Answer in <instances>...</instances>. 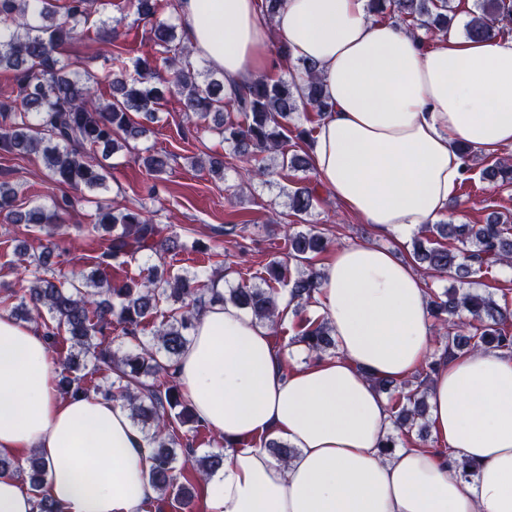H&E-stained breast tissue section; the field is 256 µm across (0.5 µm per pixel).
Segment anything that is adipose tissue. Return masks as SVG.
<instances>
[{
    "label": "adipose tissue",
    "mask_w": 512,
    "mask_h": 512,
    "mask_svg": "<svg viewBox=\"0 0 512 512\" xmlns=\"http://www.w3.org/2000/svg\"><path fill=\"white\" fill-rule=\"evenodd\" d=\"M176 20L228 97L269 73L272 38L315 63L328 107L312 172L378 230L411 233L447 214L460 146H512L511 35L428 42L367 0H284L271 18L258 0H180ZM313 308L340 355L292 370L247 310L227 301L198 314L174 376L224 438L209 512H512V354L477 348L441 363L427 403L446 452L408 441L387 452L398 430L371 380H405L431 351L421 276L393 250L341 246ZM50 358L40 329L0 317V457L35 450L61 512H144L156 496L144 434L121 402L61 397ZM270 441L293 455L276 460Z\"/></svg>",
    "instance_id": "adipose-tissue-1"
}]
</instances>
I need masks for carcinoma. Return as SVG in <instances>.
Returning a JSON list of instances; mask_svg holds the SVG:
<instances>
[{
    "label": "carcinoma",
    "instance_id": "obj_1",
    "mask_svg": "<svg viewBox=\"0 0 512 512\" xmlns=\"http://www.w3.org/2000/svg\"><path fill=\"white\" fill-rule=\"evenodd\" d=\"M94 3L69 0L66 19L60 22L52 0H0V69L14 71L17 82L16 97L0 100V151L37 154L55 182L102 189L107 169L97 159V148L107 157L140 139L146 129L134 115L154 121L162 88L171 86L181 96L182 111L198 120H212L230 147L225 159L210 160V172L216 176H223L233 160L242 163L236 167L241 175H263L270 167L252 165L263 153L279 159L284 169L310 167L308 152L290 155L284 145L293 131L297 138L310 140V130L288 127L299 105L319 116L327 108L314 63L300 60L291 80L262 78L240 95L227 98L224 74L196 69L191 48L177 42L176 25L155 20L158 0H131L136 20L150 25L155 55L138 58L131 74L123 51L113 52L107 58L113 72L112 100L105 102L91 85L92 75L68 73L61 59L63 45L89 22ZM368 8L377 15L393 14L427 37L447 32L454 20L450 0H369ZM511 24L512 6L506 0H478L464 33L469 38H484L498 26ZM159 59L163 70L158 67ZM141 161L157 174L167 167L166 157L158 153L148 151ZM483 177L512 182V158L498 159L483 171ZM17 196L16 187L0 179V212L12 207ZM288 200L289 209L298 217L309 215L318 203L315 190L307 184L289 192ZM76 203V198L62 194L49 207L37 205L13 213V223L31 225L45 236V243L37 255L25 248L16 250L30 279L22 293H8L17 300L11 315L22 321L42 319L44 336L52 347L61 338L71 343L73 352L55 361L58 388L76 397L92 387L102 397L122 402L148 442L150 482L161 499L170 497L179 508L187 509L194 491L193 486L178 481L179 458L194 462L201 480L224 464V453L198 456L183 443L182 428L189 422L198 425L200 420L181 395L171 370L189 341L194 320L207 302L220 297L278 329L277 288L287 290L297 311L311 304L321 279L313 259L327 249L329 238L313 228L286 235L287 258L271 261L261 283H239L224 289L222 295L195 270L172 272L157 264L147 266V274L139 280L110 282L100 274L81 272L66 283L56 282L47 277L46 258L56 253V230ZM76 229L104 232L99 265L114 269L185 248L177 236L154 222L143 204L122 211L101 206L95 223L78 224ZM422 231L444 239L454 237L464 246L455 252L431 236L417 242L415 260L432 271L452 272L464 280L496 266H512V225L501 222L498 215L489 216L484 224H427ZM168 300L177 306L155 322L160 303ZM430 306L446 329L439 337L443 353L478 347L512 353V309L491 295L448 290L431 296ZM117 327L132 342L125 351L112 348V330ZM296 328L297 342L318 358L339 354L326 321L301 320ZM374 384L383 393L402 394V402L393 407L399 428H410L425 418L422 382L376 379ZM14 474L25 476L38 492L46 479V463L35 452L22 463L0 458V475Z\"/></svg>",
    "mask_w": 512,
    "mask_h": 512
}]
</instances>
